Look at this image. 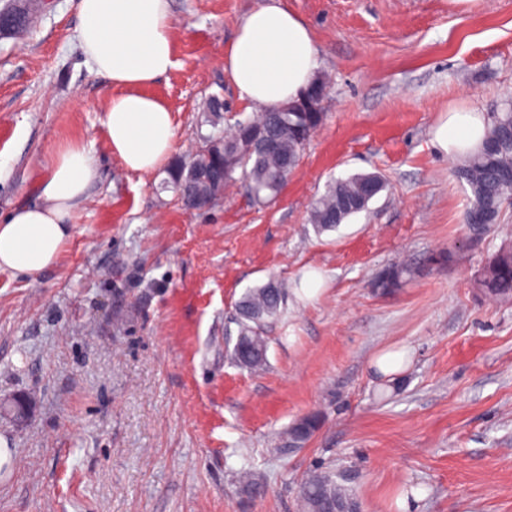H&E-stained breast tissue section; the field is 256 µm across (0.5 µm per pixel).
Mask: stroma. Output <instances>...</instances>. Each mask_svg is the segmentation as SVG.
Here are the masks:
<instances>
[{"label": "stroma", "mask_w": 512, "mask_h": 512, "mask_svg": "<svg viewBox=\"0 0 512 512\" xmlns=\"http://www.w3.org/2000/svg\"><path fill=\"white\" fill-rule=\"evenodd\" d=\"M260 0H172L173 68L145 87L177 128L174 157L199 147L211 96L220 125L254 109L224 72V47ZM314 34L327 83L323 124L277 197L244 182L203 211L111 155L115 90L75 40L76 0H36L34 28L0 36V216L35 202L46 158L86 145L102 181L61 262L37 279L0 272V414L13 460L0 512H298L300 482L329 471L361 512H512V301L477 279L512 245V205L470 241L469 191L431 142L448 109L512 100V0H285ZM386 189L333 231L309 222L336 177ZM454 250L448 266L431 255ZM411 271L386 295L381 271ZM324 283L314 298L304 272ZM288 291L263 328L268 364L234 362L236 303L269 279ZM404 354L396 388L375 360ZM321 428L275 454L297 419ZM263 491L246 492L244 476Z\"/></svg>", "instance_id": "obj_1"}]
</instances>
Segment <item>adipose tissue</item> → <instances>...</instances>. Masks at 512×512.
Segmentation results:
<instances>
[{"mask_svg": "<svg viewBox=\"0 0 512 512\" xmlns=\"http://www.w3.org/2000/svg\"><path fill=\"white\" fill-rule=\"evenodd\" d=\"M76 42L92 72L119 87L105 112L111 153L142 176L160 171L177 139L160 100L141 94L174 65L171 0H78ZM319 52L309 26L283 0H262L238 24L224 49V71L241 100L263 109L296 101L314 82ZM484 112L458 107L433 130L437 149L454 159L484 141ZM38 202L0 218V271L34 277L56 265L78 209L100 181L97 160L69 142L46 160Z\"/></svg>", "mask_w": 512, "mask_h": 512, "instance_id": "1", "label": "adipose tissue"}]
</instances>
